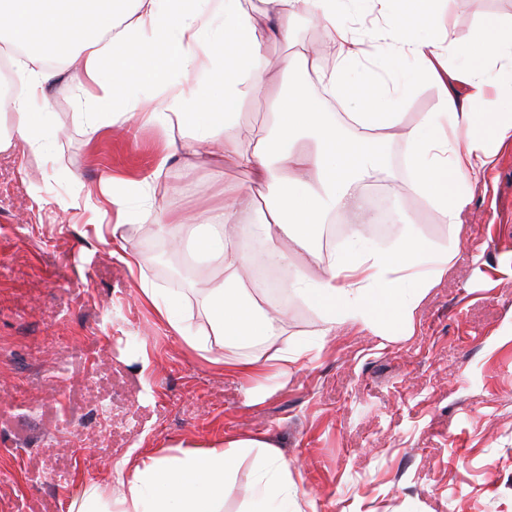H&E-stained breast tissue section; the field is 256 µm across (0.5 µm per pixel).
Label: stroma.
Segmentation results:
<instances>
[{"label":"stroma","instance_id":"obj_1","mask_svg":"<svg viewBox=\"0 0 512 512\" xmlns=\"http://www.w3.org/2000/svg\"><path fill=\"white\" fill-rule=\"evenodd\" d=\"M461 39L512 0H450ZM291 41L264 46L266 81L237 116L261 131L273 120L280 66L303 46L328 56L327 34L295 19ZM70 86L52 88L48 150L0 153V512H66L88 481L111 485V466L185 441L243 432L271 439L292 460L301 501L316 512H512V148L472 183L459 238L426 195L406 200L410 222L369 246L406 235L453 252L419 303L409 335L382 341L343 327L313 360L251 381L196 358L153 309L141 281L96 235V213L72 208L103 178H149L121 228L128 252L148 256L149 285L180 293L192 326L205 322L194 286L218 275L184 255L152 251L168 213L195 223L225 186L248 182L232 158L168 147L159 126H112L89 139ZM405 179L400 140L362 185L383 204ZM280 335L249 349L266 358L316 337L318 311L285 296ZM268 388L261 402L254 386Z\"/></svg>","mask_w":512,"mask_h":512}]
</instances>
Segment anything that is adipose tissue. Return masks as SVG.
Instances as JSON below:
<instances>
[{"label": "adipose tissue", "instance_id": "1", "mask_svg": "<svg viewBox=\"0 0 512 512\" xmlns=\"http://www.w3.org/2000/svg\"><path fill=\"white\" fill-rule=\"evenodd\" d=\"M262 2L254 16L241 0H0V54L24 55L23 93L0 92V152L20 142L42 149L48 89L65 72L79 90L88 137L107 123L144 121L177 134L186 153L214 146L251 173V184L225 188L223 202L188 227L193 260L222 270L221 277L198 283L206 329L187 333L180 298L148 287L139 293L191 353L245 378L269 366L233 358V351L276 335L288 312L260 306L242 272L287 261L280 241L308 253L337 212L355 218L348 245L317 276L302 272L286 286L321 313L323 328L318 338L275 355L271 367L280 374L322 351L340 326L385 339L400 335L447 270L448 256L414 235L388 251L363 243L362 229L373 215L354 185L384 162L390 140L402 141L407 170L406 183L390 199L393 209L404 212L406 194H426L455 235L472 201L471 183L512 146L511 19L487 20L463 41L444 14L446 0ZM300 15L326 30L334 65H323L309 48L286 59L288 86L278 95L283 111L264 132L237 131L245 99L264 83L266 41L292 39ZM52 57L57 65H49ZM491 65L501 79L488 77ZM416 79L434 82L440 97L435 111L409 125L403 109ZM140 85L163 92L133 96ZM314 85L320 94L311 93ZM103 98L111 106L105 120L96 110ZM331 99L348 109L347 120L327 111ZM257 185L264 191L250 222L241 223L239 199ZM143 188L140 181L105 178L86 204L101 213L114 208L124 222L129 197ZM254 238L262 249L243 247ZM256 448L261 456L246 512H295L290 461L252 433L122 458L113 464L115 493L90 482L68 512H222L242 456Z\"/></svg>", "mask_w": 512, "mask_h": 512}]
</instances>
